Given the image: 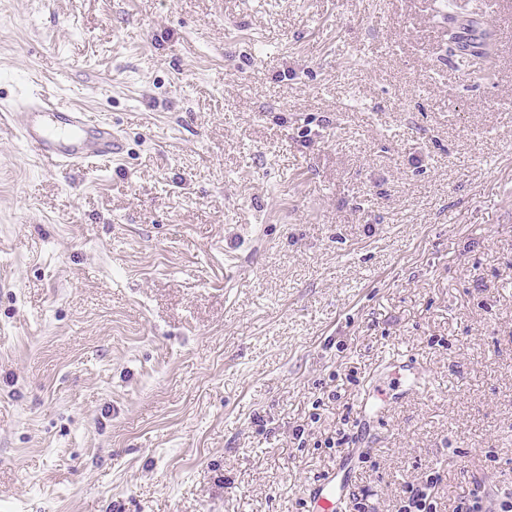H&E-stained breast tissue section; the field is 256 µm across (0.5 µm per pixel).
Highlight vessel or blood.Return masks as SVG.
<instances>
[{
  "label": "vessel or blood",
  "mask_w": 512,
  "mask_h": 512,
  "mask_svg": "<svg viewBox=\"0 0 512 512\" xmlns=\"http://www.w3.org/2000/svg\"><path fill=\"white\" fill-rule=\"evenodd\" d=\"M21 138L54 165L82 167L94 160H111L122 143L111 124L90 119L87 111L59 104L39 91L21 104ZM420 375L414 364L393 366L386 384L365 394L359 406L363 424L380 421L386 407L398 396L416 390ZM351 477L345 465L323 479L308 496V512H340L350 494Z\"/></svg>",
  "instance_id": "b4317fda"
}]
</instances>
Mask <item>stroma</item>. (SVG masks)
Instances as JSON below:
<instances>
[{
    "label": "stroma",
    "mask_w": 512,
    "mask_h": 512,
    "mask_svg": "<svg viewBox=\"0 0 512 512\" xmlns=\"http://www.w3.org/2000/svg\"><path fill=\"white\" fill-rule=\"evenodd\" d=\"M455 3L490 73L439 0H0V512L512 490V0ZM39 89L121 157L42 160ZM445 19L448 20V39L459 49L466 65L490 72L497 55L495 44L488 40L472 45L474 43L471 42L472 38H469L468 28L459 24L455 15L448 11ZM386 384L365 394L359 406L361 422L364 426L379 423L386 407L396 398L413 392L420 386V375L413 363L390 365ZM350 470L339 464L308 495V512H339L341 504L350 494Z\"/></svg>",
    "instance_id": "stroma-1"
}]
</instances>
